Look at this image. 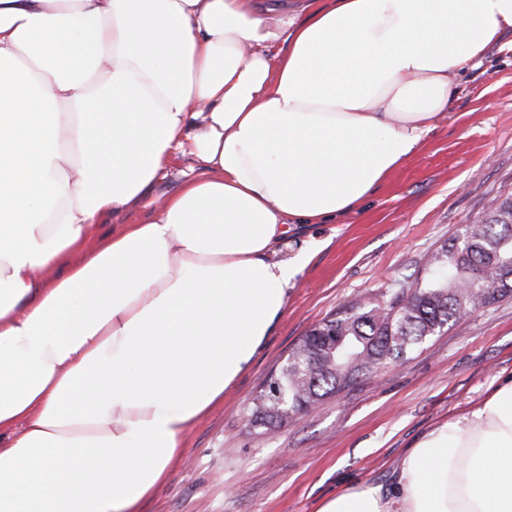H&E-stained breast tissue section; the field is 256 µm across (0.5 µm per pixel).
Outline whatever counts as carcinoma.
<instances>
[{"mask_svg": "<svg viewBox=\"0 0 512 512\" xmlns=\"http://www.w3.org/2000/svg\"><path fill=\"white\" fill-rule=\"evenodd\" d=\"M464 241L427 257L424 275L383 303L351 304L314 326L270 376L288 406L262 389L252 426L280 427L324 397L418 349L449 324L512 294V194L463 230ZM288 414H283V409Z\"/></svg>", "mask_w": 512, "mask_h": 512, "instance_id": "cac0c4a2", "label": "carcinoma"}]
</instances>
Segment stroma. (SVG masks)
Listing matches in <instances>:
<instances>
[{
	"mask_svg": "<svg viewBox=\"0 0 512 512\" xmlns=\"http://www.w3.org/2000/svg\"><path fill=\"white\" fill-rule=\"evenodd\" d=\"M512 192V44L458 77L452 107L354 213L299 224L285 254L304 269L251 367L184 438L181 461L140 512H314L342 484L390 488L404 450L512 374V295L458 319L404 360L328 396L295 422H248L289 350L349 302L381 303L426 258Z\"/></svg>",
	"mask_w": 512,
	"mask_h": 512,
	"instance_id": "stroma-1",
	"label": "stroma"
}]
</instances>
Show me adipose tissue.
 Segmentation results:
<instances>
[{"label": "adipose tissue", "instance_id": "ef3b65f1", "mask_svg": "<svg viewBox=\"0 0 512 512\" xmlns=\"http://www.w3.org/2000/svg\"><path fill=\"white\" fill-rule=\"evenodd\" d=\"M510 32L512 0H0V512H137L283 314L291 224L352 213ZM317 512H512V375ZM189 165L190 163L186 157L181 155L174 156L171 160L168 176L152 187L149 196L136 208L131 210L128 217L134 220H144L150 217L154 212V204H150L151 201L155 200L162 194L170 193L176 190L181 182L185 179V177L182 175V171H188L187 168Z\"/></svg>", "mask_w": 512, "mask_h": 512}]
</instances>
